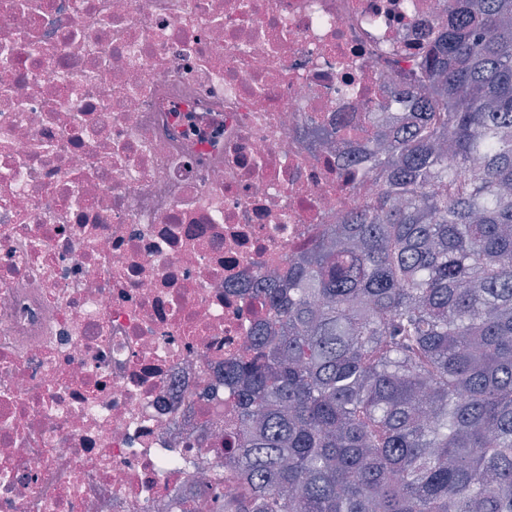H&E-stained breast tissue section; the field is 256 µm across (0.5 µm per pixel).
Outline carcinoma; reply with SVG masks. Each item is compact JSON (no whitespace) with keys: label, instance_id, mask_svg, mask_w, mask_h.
<instances>
[{"label":"carcinoma","instance_id":"cac0c4a2","mask_svg":"<svg viewBox=\"0 0 512 512\" xmlns=\"http://www.w3.org/2000/svg\"><path fill=\"white\" fill-rule=\"evenodd\" d=\"M427 112L264 289L221 512H512V0H454Z\"/></svg>","mask_w":512,"mask_h":512}]
</instances>
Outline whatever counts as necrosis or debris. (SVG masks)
Listing matches in <instances>:
<instances>
[{
    "label": "necrosis or debris",
    "mask_w": 512,
    "mask_h": 512,
    "mask_svg": "<svg viewBox=\"0 0 512 512\" xmlns=\"http://www.w3.org/2000/svg\"><path fill=\"white\" fill-rule=\"evenodd\" d=\"M443 0H0V512H216L267 270L371 198Z\"/></svg>",
    "instance_id": "4bbe7bcc"
}]
</instances>
